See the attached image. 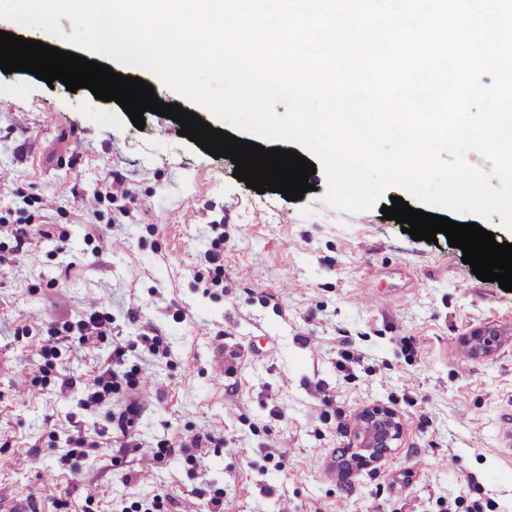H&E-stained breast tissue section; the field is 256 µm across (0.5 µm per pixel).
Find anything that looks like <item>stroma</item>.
I'll list each match as a JSON object with an SVG mask.
<instances>
[{
  "mask_svg": "<svg viewBox=\"0 0 512 512\" xmlns=\"http://www.w3.org/2000/svg\"><path fill=\"white\" fill-rule=\"evenodd\" d=\"M144 118L0 72V505L512 512V292L445 234L325 204L324 169L301 200L260 194ZM116 170L131 198L107 195ZM25 225L45 234L21 247ZM95 311L111 323L82 343ZM118 345L133 416L121 391L82 404ZM377 405L398 439L345 468Z\"/></svg>",
  "mask_w": 512,
  "mask_h": 512,
  "instance_id": "1",
  "label": "stroma"
}]
</instances>
